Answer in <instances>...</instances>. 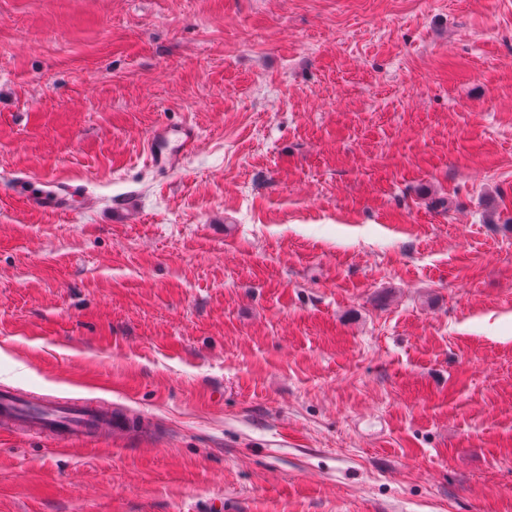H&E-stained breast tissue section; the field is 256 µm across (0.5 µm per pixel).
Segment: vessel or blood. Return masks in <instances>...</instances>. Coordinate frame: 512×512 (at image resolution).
<instances>
[{"instance_id":"b4317fda","label":"vessel or blood","mask_w":512,"mask_h":512,"mask_svg":"<svg viewBox=\"0 0 512 512\" xmlns=\"http://www.w3.org/2000/svg\"><path fill=\"white\" fill-rule=\"evenodd\" d=\"M199 141L193 124L162 125L142 143V154L157 171H178ZM15 193L23 204L49 214H68L74 205H91L95 196L87 184L71 178H52L30 173L12 179ZM130 424L111 406L90 404L55 397L27 396L16 389H0V432H21L29 436L54 435L73 440L88 437L109 438L129 432Z\"/></svg>"}]
</instances>
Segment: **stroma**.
<instances>
[{
	"instance_id": "obj_1",
	"label": "stroma",
	"mask_w": 512,
	"mask_h": 512,
	"mask_svg": "<svg viewBox=\"0 0 512 512\" xmlns=\"http://www.w3.org/2000/svg\"><path fill=\"white\" fill-rule=\"evenodd\" d=\"M0 383L146 422L0 512H512V0H0ZM198 141V131L191 123L162 125L143 140L142 154L155 170L173 173L183 166L185 158L198 146ZM12 187L26 207L49 214H69L75 204L90 206L97 200L87 184L71 178L19 173ZM137 206V199L135 195H131L121 203L110 204L106 209L105 220L106 224H126L128 217Z\"/></svg>"
}]
</instances>
